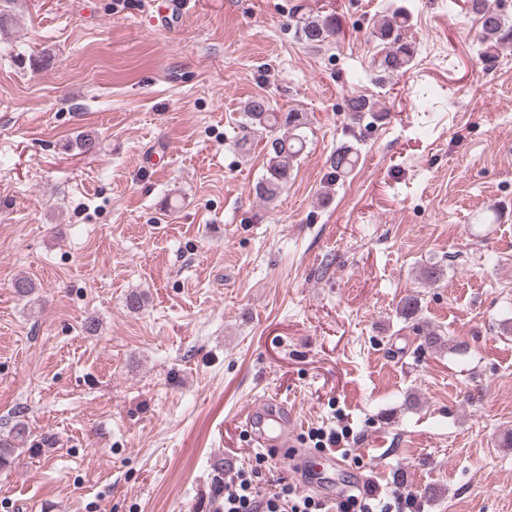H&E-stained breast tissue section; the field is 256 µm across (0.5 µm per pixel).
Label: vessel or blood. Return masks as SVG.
Wrapping results in <instances>:
<instances>
[{"label": "vessel or blood", "instance_id": "obj_1", "mask_svg": "<svg viewBox=\"0 0 512 512\" xmlns=\"http://www.w3.org/2000/svg\"><path fill=\"white\" fill-rule=\"evenodd\" d=\"M250 423L253 437L259 445L276 448L292 466H305L309 474L307 484L316 487L315 476L324 466L336 467L338 457L332 453L317 454L311 457L301 453L300 438L288 406L277 400H267L245 414Z\"/></svg>", "mask_w": 512, "mask_h": 512}]
</instances>
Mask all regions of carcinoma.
<instances>
[{
  "instance_id": "cac0c4a2",
  "label": "carcinoma",
  "mask_w": 512,
  "mask_h": 512,
  "mask_svg": "<svg viewBox=\"0 0 512 512\" xmlns=\"http://www.w3.org/2000/svg\"><path fill=\"white\" fill-rule=\"evenodd\" d=\"M470 10L479 15L481 30L480 46L489 54L501 43L512 40V22L499 11L490 8L486 0H470ZM408 16L402 12L383 15L375 20L372 36L383 45L378 67L387 74L404 73L413 62L414 46L403 40L402 31L407 27ZM296 30L313 46H319L334 36L337 31L336 18L322 15L301 14L296 19ZM348 109L359 120L364 115L382 117L374 102L358 95L350 99ZM247 123L244 129L257 127L274 135L271 153L267 162L265 178L255 187L256 195L264 200L277 197L288 182L291 163L300 156L306 145L302 128L306 124L303 113L297 111L278 112L262 97L253 99L245 112ZM357 154L350 148H341L332 156L331 167L336 175L350 172L356 164ZM13 288L17 296L32 299L36 291L35 282L29 277L15 279ZM26 440V424L15 422L9 435L0 437V469L8 468L23 454Z\"/></svg>"
}]
</instances>
